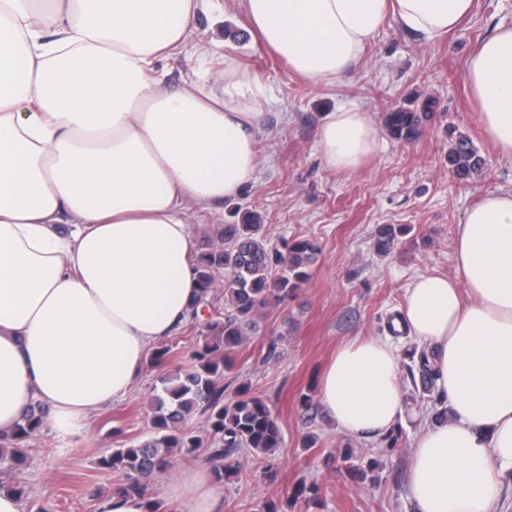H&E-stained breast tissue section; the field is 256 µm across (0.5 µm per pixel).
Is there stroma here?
I'll use <instances>...</instances> for the list:
<instances>
[{
	"label": "stroma",
	"mask_w": 512,
	"mask_h": 512,
	"mask_svg": "<svg viewBox=\"0 0 512 512\" xmlns=\"http://www.w3.org/2000/svg\"><path fill=\"white\" fill-rule=\"evenodd\" d=\"M511 21L512 0H478L460 28L427 41L389 19L345 81L314 86L252 43L237 0H201L189 45L156 62L157 76L172 90L203 79L222 93L218 76L228 55L263 84L255 174L224 204L191 208L194 236L204 238L217 225L236 223L238 212L253 211L272 247L285 250L297 238L320 247L309 280L294 298L265 309L224 375L226 394L247 383L273 409L284 437L273 480L250 449L239 450L241 474L221 485L224 512H261L299 482L319 486L321 497L312 505L289 503L286 512H413L406 471L415 425L401 423L363 441L345 436L316 401L318 374L343 341L387 335V320L416 277L452 273L455 228L465 212L485 193L512 190V158L499 157L483 137L465 79L468 55L497 24ZM428 96L437 102L436 114L415 144L384 135L380 150L356 173L328 168L319 145L326 113L353 103L377 121L392 107L413 108ZM452 130L469 136L486 158L483 172L466 182L448 169ZM382 224L410 228L386 257L373 248ZM157 384V371L146 368L129 396L90 413L82 434L60 437L43 429L29 441L24 465L0 483L18 491L24 512L41 506L103 512L119 477L99 460L149 435L147 401ZM304 394L314 399L312 409L301 407ZM348 449L363 472L342 461Z\"/></svg>",
	"instance_id": "stroma-1"
}]
</instances>
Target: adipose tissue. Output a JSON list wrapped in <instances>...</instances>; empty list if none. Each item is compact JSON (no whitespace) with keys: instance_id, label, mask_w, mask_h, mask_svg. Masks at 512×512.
I'll list each match as a JSON object with an SVG mask.
<instances>
[{"instance_id":"1","label":"adipose tissue","mask_w":512,"mask_h":512,"mask_svg":"<svg viewBox=\"0 0 512 512\" xmlns=\"http://www.w3.org/2000/svg\"><path fill=\"white\" fill-rule=\"evenodd\" d=\"M254 42L318 85L343 80L387 17L430 40L475 0H241ZM198 0H0V433L34 403L62 436L129 395L153 347L188 318L199 248L189 204L235 196L257 166L258 77L224 59L223 95L172 91L154 64L184 45ZM477 120L512 157V24L466 62ZM328 167L372 157L369 113L340 106L320 128ZM454 272L404 293L406 333L431 352L438 408L410 409L383 337L339 345L318 396L337 430L418 433L406 483L416 512H499L512 471V190L484 195L456 227ZM222 512L202 471L169 489Z\"/></svg>"}]
</instances>
